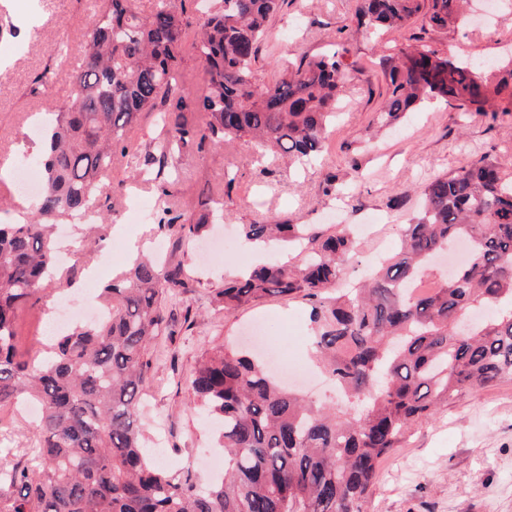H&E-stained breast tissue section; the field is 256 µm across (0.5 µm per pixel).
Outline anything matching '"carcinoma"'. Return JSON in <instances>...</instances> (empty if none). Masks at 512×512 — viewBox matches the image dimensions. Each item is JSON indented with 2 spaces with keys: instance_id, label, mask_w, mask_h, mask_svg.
<instances>
[{
  "instance_id": "1",
  "label": "carcinoma",
  "mask_w": 512,
  "mask_h": 512,
  "mask_svg": "<svg viewBox=\"0 0 512 512\" xmlns=\"http://www.w3.org/2000/svg\"><path fill=\"white\" fill-rule=\"evenodd\" d=\"M186 0H99L80 39L82 67L68 101L45 129L43 189L31 213L0 224V408L27 398L41 406L28 462L0 468V512H365L381 459L413 426L469 392L512 380V168L485 157L435 176L419 217L401 225L400 248L373 275L343 288L359 254L345 225L324 234L308 224H244L246 239L306 244L288 264L267 263L226 284L213 302L226 311L268 298L313 303V345L340 399L313 400L282 385L263 363L227 343L198 362L189 388L220 428L224 476L199 489L149 460L138 415L153 340L174 329L164 301L189 288L183 270L149 260L101 288L102 319L57 337L37 363L18 355L15 324L54 277V223L99 209L112 156L128 155L126 132L161 112L166 137L154 159L250 139L300 164L321 152L352 64L351 38L258 84L254 64L268 23L288 0H221L201 17L194 50L206 91L180 80ZM467 0H357V26L377 35L421 22L425 33L465 20ZM377 121L392 124L430 100L475 115L512 112V65L491 76L422 37L380 59ZM219 215L203 204L184 219L170 207L158 229L202 236ZM457 241L468 262L426 295L408 285Z\"/></svg>"
}]
</instances>
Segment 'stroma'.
I'll return each mask as SVG.
<instances>
[{
  "instance_id": "obj_1",
  "label": "stroma",
  "mask_w": 512,
  "mask_h": 512,
  "mask_svg": "<svg viewBox=\"0 0 512 512\" xmlns=\"http://www.w3.org/2000/svg\"><path fill=\"white\" fill-rule=\"evenodd\" d=\"M94 4L0 0V160L14 158L21 142L30 155L39 154L40 139L25 137L29 116L65 103L70 78L84 61L79 33L91 21ZM199 18L192 0H187L179 73L198 96L205 90L204 65L192 46ZM354 27L355 0H290L274 15L271 34L260 45L258 82L329 51L339 30ZM418 31L414 25L406 32H392L378 44L355 36L349 56L354 76L340 103L342 115L330 127L315 166L240 141L221 148L206 142L185 150L178 168L161 173L144 162L162 130L158 113L146 112L128 133L136 155L112 164L113 179L124 185L106 188L101 198L110 222L93 235L86 225H69L74 273L80 277L86 268H98L96 286L107 284L139 255L157 258L166 268L182 267L189 279L190 291L166 306L175 333L153 342L142 398L146 444L167 471L201 483L211 478L207 459L216 453L215 435L199 406L190 403L187 381L204 353L252 332L257 323L267 324L270 349L293 352L305 363L306 373L289 376L290 384L311 388L320 400L334 396L312 385L317 367L307 299H270L228 312L213 304L215 292L231 272L245 271L261 260L282 263L295 258L280 246L255 254L241 239L242 225L312 224L325 232L338 224L376 225L374 235L361 238L358 261L346 271L355 281L365 275L373 256L395 252L400 225L417 216L420 192L433 177L485 156L512 164V112L469 117L434 100L394 127L379 128V58ZM435 41L453 56L506 61L512 55V5H499L488 21L472 19L451 27ZM60 43L66 47L62 61L53 54ZM333 174L339 175L347 200L324 193V180ZM212 200L222 202L223 218L206 238L182 241L177 233H160L154 225L153 215L162 206L191 216ZM62 297L77 307L87 299L86 293H72L65 280L57 278L46 284L36 304L20 312L21 355L46 356L51 338L44 319ZM188 308L197 314L190 325L183 322ZM34 430L22 414L8 416L0 439L10 451L0 455L1 466L21 462ZM365 512H512V381L466 394L431 421L415 426L405 447L381 463Z\"/></svg>"
}]
</instances>
